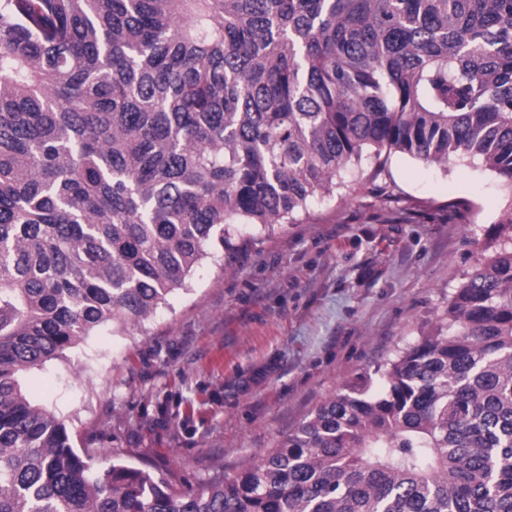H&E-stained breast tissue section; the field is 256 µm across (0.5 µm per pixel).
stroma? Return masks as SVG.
<instances>
[{
  "instance_id": "1",
  "label": "stroma",
  "mask_w": 512,
  "mask_h": 512,
  "mask_svg": "<svg viewBox=\"0 0 512 512\" xmlns=\"http://www.w3.org/2000/svg\"><path fill=\"white\" fill-rule=\"evenodd\" d=\"M272 233L235 227L132 332L93 331L20 377L75 448L187 487L232 476L322 401L417 340L475 262L512 188L469 158L367 159Z\"/></svg>"
}]
</instances>
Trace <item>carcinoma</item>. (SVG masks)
I'll list each match as a JSON object with an SVG mask.
<instances>
[{"instance_id":"obj_1","label":"carcinoma","mask_w":512,"mask_h":512,"mask_svg":"<svg viewBox=\"0 0 512 512\" xmlns=\"http://www.w3.org/2000/svg\"><path fill=\"white\" fill-rule=\"evenodd\" d=\"M384 152L512 187V0H0V512H512V201L380 389L231 478L98 470L19 386Z\"/></svg>"}]
</instances>
